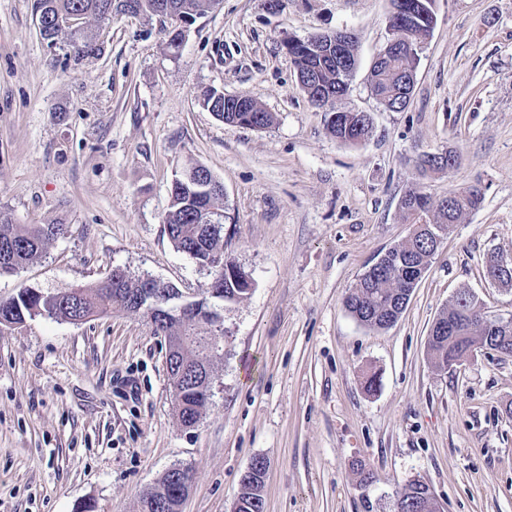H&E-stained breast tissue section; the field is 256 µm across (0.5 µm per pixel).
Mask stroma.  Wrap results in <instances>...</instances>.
<instances>
[{"instance_id": "obj_1", "label": "stroma", "mask_w": 512, "mask_h": 512, "mask_svg": "<svg viewBox=\"0 0 512 512\" xmlns=\"http://www.w3.org/2000/svg\"><path fill=\"white\" fill-rule=\"evenodd\" d=\"M35 5L0 0V212L68 231L0 277V298L117 269L202 293L210 275L163 224L173 181L197 164L224 186V255L253 288L224 305L192 429L146 315L0 325V512H139L175 466L193 473L182 512H231L257 457L266 512H391L415 480L444 512H512V357L479 349L444 369L427 347L461 290L512 316V288L485 274L490 253L512 256V0H439L401 112L371 91L389 0H220L176 52L159 17L91 18L103 50L78 62L41 37ZM341 29L359 48L338 107L374 125L358 146L329 133L284 47ZM214 90L251 97L272 124L217 119L204 105ZM446 149L461 165L421 177L420 156ZM414 183L435 198L476 185L484 201L399 320L372 331L344 300L409 234L398 202Z\"/></svg>"}]
</instances>
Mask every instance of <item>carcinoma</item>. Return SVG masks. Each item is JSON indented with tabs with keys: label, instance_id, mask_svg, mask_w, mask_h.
<instances>
[{
	"label": "carcinoma",
	"instance_id": "obj_1",
	"mask_svg": "<svg viewBox=\"0 0 512 512\" xmlns=\"http://www.w3.org/2000/svg\"><path fill=\"white\" fill-rule=\"evenodd\" d=\"M216 0H37V13L45 22V40L54 42L64 39L72 48L75 57L98 54L102 45L94 33L83 28L78 31H61L54 25L58 15L80 13L84 18L99 19L119 16L131 6L144 16H158L175 22L183 17L195 19L212 9ZM399 31V37L411 43L423 42L428 36L427 28L413 22L400 25L390 22ZM288 55L296 67L299 80L321 81L336 86V70L319 63L308 51L305 41L288 39ZM415 59L406 54H395L373 67L371 82L374 94L381 98V104L393 112L407 107L400 98L408 73L416 71ZM252 109L250 119H243V113L233 111L224 105V98L217 92L205 99L207 109L221 116L228 123H238L253 129H265L273 121L271 113L265 111L254 99H247ZM358 119L350 112H342L335 119L327 120V126L337 138L344 142L353 136ZM204 179L215 181L214 186L203 191L201 186H190L178 180L171 189V205L164 224L168 236L176 249L190 258L204 263L215 251H224V211L219 202L224 197V187L207 168L201 169ZM459 198L448 204L446 199L434 200L423 192L420 186H409L400 199L403 218L409 224H417L421 219L432 227L449 235L456 224L469 212L478 209L484 193L476 186L456 190ZM63 224H14L10 217L0 213V275L9 274L37 257L51 241L63 235ZM434 240L426 232L408 237L397 245V249L387 259L392 274L387 275L377 268L367 269L357 287L345 298L348 313L361 325L370 330H384L390 327V318L402 313L403 288H401L402 268L407 265L428 269L434 255ZM225 266L234 271L236 282L224 279V301L233 302L249 293L250 276L231 261ZM144 282L122 270H114L105 280L89 286L73 288L60 298L53 293L34 288H24L15 296L0 300V324H20L26 318L45 315L50 318L70 321L74 318L90 319L112 311H132L131 303L136 300ZM209 298H204L196 314L182 317L173 310L167 322L154 328L158 335L180 338L179 350L173 357L168 372L174 394L176 411L182 425L195 423L205 405L200 391L203 383L201 370L212 364L218 354L214 350L217 343L213 334L203 335L199 327L210 321ZM464 319L470 328L473 340H484L478 314L469 301V292H459L448 308L440 313L438 322L448 323V315ZM428 351L435 365L448 367L455 364L465 354L459 343L446 335L428 337ZM265 479L260 474L253 475L238 496L239 512H264L262 495ZM180 484L171 476H163L159 490L145 496L141 501V512H177ZM430 499L428 485L414 481L405 485L393 503V512H425Z\"/></svg>",
	"mask_w": 512,
	"mask_h": 512
}]
</instances>
